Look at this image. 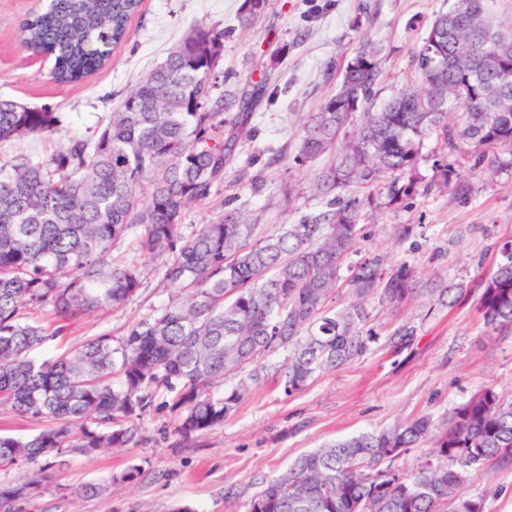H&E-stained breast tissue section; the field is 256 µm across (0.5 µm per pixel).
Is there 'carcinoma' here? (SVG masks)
I'll return each mask as SVG.
<instances>
[{
	"label": "carcinoma",
	"instance_id": "obj_1",
	"mask_svg": "<svg viewBox=\"0 0 512 512\" xmlns=\"http://www.w3.org/2000/svg\"><path fill=\"white\" fill-rule=\"evenodd\" d=\"M141 0H44L20 24L22 43L54 59V77L74 84L109 63L127 38ZM224 29L193 26L163 62L122 97L94 137L72 135L46 155L0 163V407L47 425L27 439L0 434V462L131 448L140 421L168 411L184 440L224 424L247 385L226 384L262 353L283 349L284 391L363 356L376 341L367 300L392 307L417 299L414 270L362 263L354 300L328 299L342 279L370 189L389 174L392 201L407 192L424 140L448 152L512 147V0H453L431 22L415 59V81L374 109L383 45L363 35L334 94L303 123L293 161L323 164L312 176L324 205L295 224L256 236L235 208L187 232L188 207L224 184L236 155L234 129L264 97L267 78L224 95ZM55 112L0 100V145L51 138ZM126 241L163 261L180 293L133 323L58 357L33 352L61 335L56 321L97 313L135 295L145 270L116 263ZM487 325L512 330V259L482 283ZM449 308L464 290L429 289ZM435 448L413 471L393 462L412 448ZM491 459L512 463V402L492 388L442 421L420 416L362 433L297 458L262 480L249 512H484L467 484ZM41 477L0 486V512H20Z\"/></svg>",
	"mask_w": 512,
	"mask_h": 512
}]
</instances>
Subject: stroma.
I'll use <instances>...</instances> for the list:
<instances>
[{"mask_svg": "<svg viewBox=\"0 0 512 512\" xmlns=\"http://www.w3.org/2000/svg\"><path fill=\"white\" fill-rule=\"evenodd\" d=\"M310 2L269 0L244 30V0H142L111 63L64 87L52 76V62L30 55L21 43L20 24L39 0H0V98L58 113L62 134L89 136L191 27H224L225 93L263 75L268 91L241 133L223 185L211 202L189 207L183 222L207 223L230 197L268 233L321 207L309 191L310 166L274 164L270 157L292 154L303 122L336 85L331 63H343L361 35L380 41L376 89L386 100L412 79L430 22L449 6L448 0H318L314 13ZM442 164L458 171L456 188L435 186ZM417 177L415 192L395 205L388 204L385 187L376 189L348 264L376 257L387 267L410 266L420 281L460 285L465 294L454 307L429 312L425 295L398 308L370 300L368 327L378 340L359 359L288 394L280 377L287 352L265 353L258 360L261 380L223 426L186 443L164 431L167 413L159 410L141 420L135 447L42 458V492L24 502L25 512H175L184 505L194 512H248L262 479L325 443L421 415L444 419L485 387L512 401V332L487 326L479 310L482 281L504 262L503 246L512 242V150L451 155L431 136L421 148ZM289 187L297 196L292 212L283 197ZM113 255L145 266V288L120 306L70 321L39 356L61 355L103 332L122 336L128 324L177 295L160 260L124 243ZM401 326L413 328L415 338L397 347L390 335ZM89 484L101 485V492L84 494ZM230 489L235 495L229 499ZM467 491L483 499L485 512H512V464L488 461Z\"/></svg>", "mask_w": 512, "mask_h": 512, "instance_id": "stroma-1", "label": "stroma"}]
</instances>
